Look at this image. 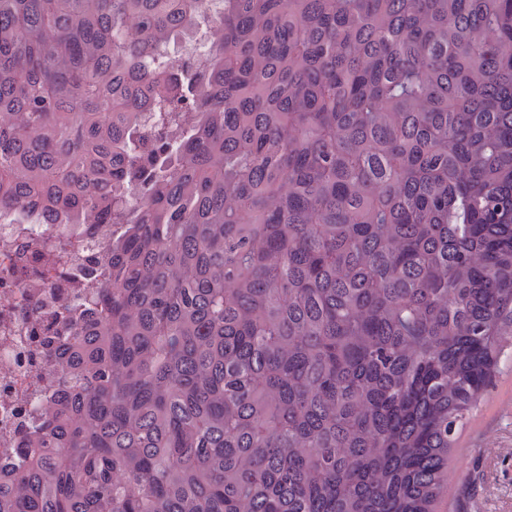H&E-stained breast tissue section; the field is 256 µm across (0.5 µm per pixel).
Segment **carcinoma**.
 <instances>
[{
    "label": "carcinoma",
    "mask_w": 512,
    "mask_h": 512,
    "mask_svg": "<svg viewBox=\"0 0 512 512\" xmlns=\"http://www.w3.org/2000/svg\"><path fill=\"white\" fill-rule=\"evenodd\" d=\"M223 2L0 0V211L124 227L39 243L86 308L0 512H437L512 327V0Z\"/></svg>",
    "instance_id": "1"
}]
</instances>
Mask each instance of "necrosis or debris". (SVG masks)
<instances>
[{"label":"necrosis or debris","mask_w":512,"mask_h":512,"mask_svg":"<svg viewBox=\"0 0 512 512\" xmlns=\"http://www.w3.org/2000/svg\"><path fill=\"white\" fill-rule=\"evenodd\" d=\"M66 282L53 274L39 275L25 284L0 281V359L8 358L9 372L0 371V461L14 462L20 438L36 424L37 408L48 393L38 386L39 375L47 372L49 363L43 342L52 324L56 297L67 296ZM42 298L45 307L40 321H33L28 303L31 297Z\"/></svg>","instance_id":"1"}]
</instances>
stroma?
<instances>
[{"mask_svg": "<svg viewBox=\"0 0 512 512\" xmlns=\"http://www.w3.org/2000/svg\"><path fill=\"white\" fill-rule=\"evenodd\" d=\"M441 512H512V334L478 403L457 426Z\"/></svg>", "mask_w": 512, "mask_h": 512, "instance_id": "1", "label": "stroma"}]
</instances>
